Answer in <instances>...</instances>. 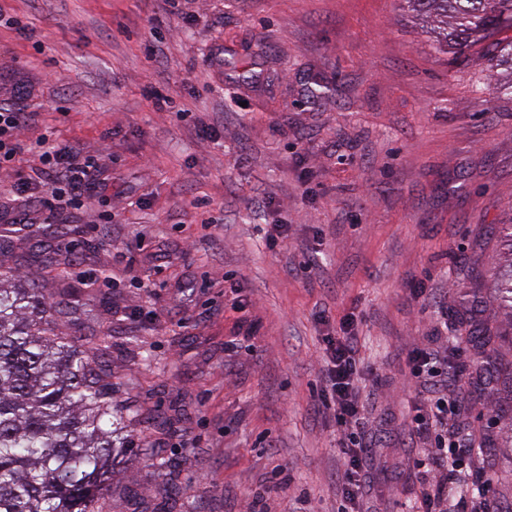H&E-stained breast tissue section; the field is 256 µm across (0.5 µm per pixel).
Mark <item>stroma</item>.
I'll list each match as a JSON object with an SVG mask.
<instances>
[{"label":"stroma","mask_w":512,"mask_h":512,"mask_svg":"<svg viewBox=\"0 0 512 512\" xmlns=\"http://www.w3.org/2000/svg\"><path fill=\"white\" fill-rule=\"evenodd\" d=\"M0 12L21 23L0 27V106L35 113L29 138L109 162L54 213L15 200L0 173V265L54 304L81 287L59 331L111 345L102 367L130 446L106 512H336L345 459L318 371L324 334L344 325L365 361L362 510L411 512L426 450L407 357L433 334L465 342L463 296L500 371L468 360L457 377L466 432L487 448L455 497L512 512V317L494 291L512 263L495 232L512 224V100L476 88L477 63L433 49L396 0ZM314 79L330 90L312 102Z\"/></svg>","instance_id":"stroma-1"}]
</instances>
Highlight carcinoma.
I'll return each instance as SVG.
<instances>
[{
	"mask_svg": "<svg viewBox=\"0 0 512 512\" xmlns=\"http://www.w3.org/2000/svg\"><path fill=\"white\" fill-rule=\"evenodd\" d=\"M398 2L433 23V45L447 53H466L475 34L512 19V0ZM479 60L493 74L512 70V38L487 45ZM16 278L0 266V512H103L112 452L128 443L96 365L107 345L56 331V307L35 283ZM498 292L512 313V269ZM470 336L476 362L495 364L481 327Z\"/></svg>",
	"mask_w": 512,
	"mask_h": 512,
	"instance_id": "1",
	"label": "carcinoma"
}]
</instances>
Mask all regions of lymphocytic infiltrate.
<instances>
[{"label": "lymphocytic infiltrate", "instance_id": "lymphocytic-infiltrate-1", "mask_svg": "<svg viewBox=\"0 0 512 512\" xmlns=\"http://www.w3.org/2000/svg\"><path fill=\"white\" fill-rule=\"evenodd\" d=\"M31 119V113L0 107V169L12 166L21 154L38 155L47 176L46 183L38 185L20 178L14 190L19 200L35 201L52 211L79 198L83 186L99 175L101 165L97 158L83 156L67 146H51L43 138L33 142L23 139L22 131ZM439 342V337H431L429 345L415 349L408 357L411 381L421 383L428 391L425 403L414 409V432L431 444L415 512H448L450 486L462 479L456 467L461 447L446 444L443 437L454 398L448 361L440 354ZM322 363L323 387L319 400L332 410L339 446L348 457L340 487L343 500L354 506L365 492L361 462L368 442L358 434L365 426V418L354 388L360 367L352 338L325 336Z\"/></svg>", "mask_w": 512, "mask_h": 512}]
</instances>
